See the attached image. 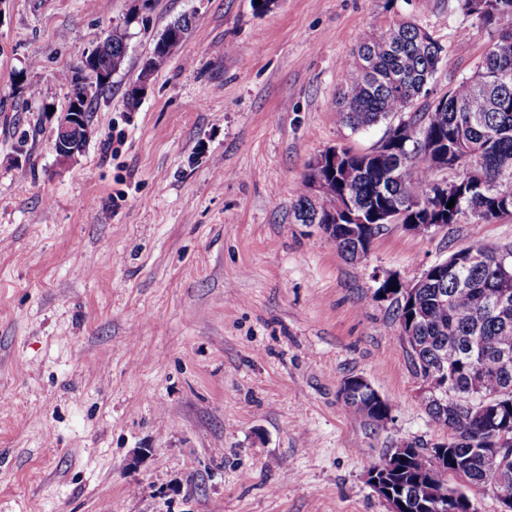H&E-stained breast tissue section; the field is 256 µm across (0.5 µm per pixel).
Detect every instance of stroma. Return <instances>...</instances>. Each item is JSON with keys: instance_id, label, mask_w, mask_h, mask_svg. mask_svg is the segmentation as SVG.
Instances as JSON below:
<instances>
[{"instance_id": "35a3bbf8", "label": "stroma", "mask_w": 512, "mask_h": 512, "mask_svg": "<svg viewBox=\"0 0 512 512\" xmlns=\"http://www.w3.org/2000/svg\"><path fill=\"white\" fill-rule=\"evenodd\" d=\"M133 10L126 63L60 163V75ZM405 20L446 48L429 97L494 38L458 0H0V512H388L370 468L447 434L378 280L512 245V214L389 224L354 262L294 219L309 162L384 139L340 124L341 62ZM351 376L385 425L345 410ZM193 26V19L190 16L183 15L167 25L161 36L155 41L153 47L144 60L138 79L141 81L149 80L159 69L163 68L169 58V54L163 45L164 37L175 35L180 42L184 41L190 34ZM166 44L172 50L178 43L175 37L165 38Z\"/></svg>"}]
</instances>
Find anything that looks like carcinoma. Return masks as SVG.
Instances as JSON below:
<instances>
[{"instance_id":"carcinoma-1","label":"carcinoma","mask_w":512,"mask_h":512,"mask_svg":"<svg viewBox=\"0 0 512 512\" xmlns=\"http://www.w3.org/2000/svg\"><path fill=\"white\" fill-rule=\"evenodd\" d=\"M459 4L494 38L473 76L465 78L434 98L422 112L412 113L405 127H389L386 152L355 153L341 148L336 163L317 171L307 167L297 186L294 219L316 224L349 258L384 228L383 215L395 211L402 223L416 232L426 225L457 224L461 217L489 222L512 213V0H459ZM193 19L183 15L167 25L144 60L139 78L146 81L163 68L169 54L164 37L184 41ZM95 50L90 62L113 75L126 59V29L115 27L112 38ZM445 47L430 34L408 22L372 35L343 62L346 89L337 103L341 124L353 131L409 112L427 95V85L442 61ZM62 80L71 88L82 120L89 106L108 84L88 90L70 72ZM459 171L446 194L435 189L434 170L441 162ZM319 180L321 192L312 198L309 186ZM452 207H447L450 200ZM512 255V246L498 251L468 247L452 253L448 274L430 266L429 282L410 299L396 300L401 332L412 334V357L418 376L444 371L452 379V395L460 404L450 408L425 402L431 421L448 431L444 442L448 466L432 469L429 448L408 443L405 457L391 463L394 492L402 512H470L471 499L448 487V475L464 471L468 483L491 487L478 448L487 445L483 420L474 406L488 397L496 400L498 422L512 429V376L498 375V357L512 356V313L500 316L485 307L499 294L512 303V263L501 264V254ZM485 373L482 389L470 387L475 370ZM345 409L377 425L388 422L389 405L376 401L375 390L355 382L343 396Z\"/></svg>"}]
</instances>
